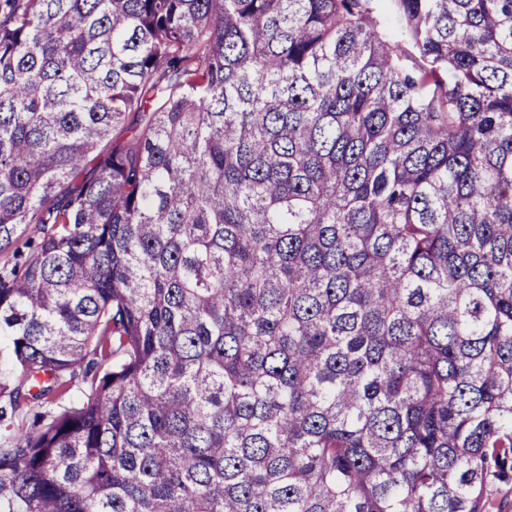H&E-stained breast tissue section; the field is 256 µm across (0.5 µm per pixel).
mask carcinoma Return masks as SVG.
Returning <instances> with one entry per match:
<instances>
[{
  "label": "carcinoma",
  "instance_id": "1",
  "mask_svg": "<svg viewBox=\"0 0 512 512\" xmlns=\"http://www.w3.org/2000/svg\"><path fill=\"white\" fill-rule=\"evenodd\" d=\"M0 255V512H490L512 0H4Z\"/></svg>",
  "mask_w": 512,
  "mask_h": 512
}]
</instances>
